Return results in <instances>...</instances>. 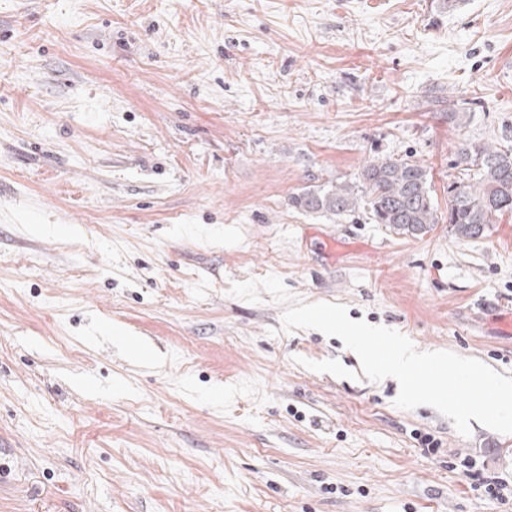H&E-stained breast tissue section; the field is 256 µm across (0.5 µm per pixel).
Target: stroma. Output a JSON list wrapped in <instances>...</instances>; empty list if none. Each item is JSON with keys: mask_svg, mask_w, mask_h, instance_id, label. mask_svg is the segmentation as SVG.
Listing matches in <instances>:
<instances>
[{"mask_svg": "<svg viewBox=\"0 0 512 512\" xmlns=\"http://www.w3.org/2000/svg\"><path fill=\"white\" fill-rule=\"evenodd\" d=\"M464 139L512 147V0H0V512H512L448 466L512 483V435L228 294L273 274L512 377V213L446 222ZM384 156L429 170V233L290 205Z\"/></svg>", "mask_w": 512, "mask_h": 512, "instance_id": "35a3bbf8", "label": "stroma"}]
</instances>
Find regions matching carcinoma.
<instances>
[{
  "label": "carcinoma",
  "mask_w": 512,
  "mask_h": 512,
  "mask_svg": "<svg viewBox=\"0 0 512 512\" xmlns=\"http://www.w3.org/2000/svg\"><path fill=\"white\" fill-rule=\"evenodd\" d=\"M448 184V224L459 239L485 236L491 225L512 213V148L461 142ZM290 205L306 213L342 216L368 209L376 224L399 235L423 236L439 223L431 194L429 171L409 157H377L360 172L359 182L325 188H302Z\"/></svg>",
  "instance_id": "1"
}]
</instances>
